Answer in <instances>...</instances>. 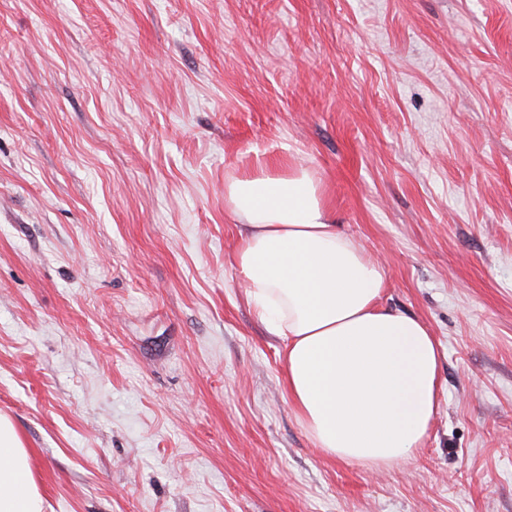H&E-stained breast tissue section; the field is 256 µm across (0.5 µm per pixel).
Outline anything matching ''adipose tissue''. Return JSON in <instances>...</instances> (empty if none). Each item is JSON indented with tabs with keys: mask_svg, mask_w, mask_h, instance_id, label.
I'll return each instance as SVG.
<instances>
[{
	"mask_svg": "<svg viewBox=\"0 0 512 512\" xmlns=\"http://www.w3.org/2000/svg\"><path fill=\"white\" fill-rule=\"evenodd\" d=\"M224 193L241 221L229 263L284 343L288 397L316 447L371 468L412 458L438 407L427 326L383 306V267L340 230L306 168L239 178ZM0 512H42L28 452L3 415Z\"/></svg>",
	"mask_w": 512,
	"mask_h": 512,
	"instance_id": "adipose-tissue-1",
	"label": "adipose tissue"
}]
</instances>
